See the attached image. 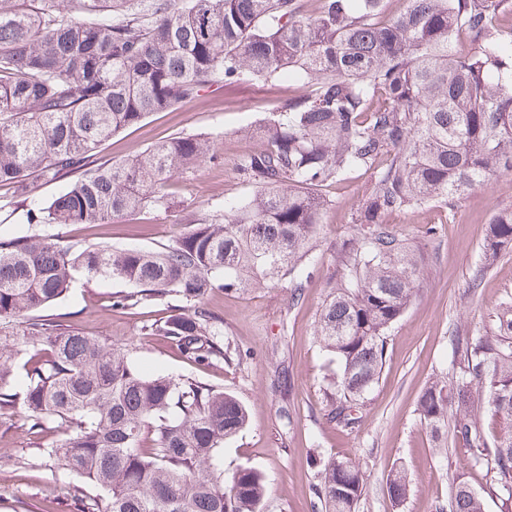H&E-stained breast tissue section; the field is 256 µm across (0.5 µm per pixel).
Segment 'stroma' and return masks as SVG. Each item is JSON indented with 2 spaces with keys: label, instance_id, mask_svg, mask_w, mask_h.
Wrapping results in <instances>:
<instances>
[{
  "label": "stroma",
  "instance_id": "35a3bbf8",
  "mask_svg": "<svg viewBox=\"0 0 512 512\" xmlns=\"http://www.w3.org/2000/svg\"><path fill=\"white\" fill-rule=\"evenodd\" d=\"M298 92L285 81L229 90L218 83L174 111L150 114L115 134L102 147L100 160L128 159L159 141L197 135L215 137L223 157L179 180L172 209L149 210L99 227L71 225L60 229L62 240L105 242L115 248L173 244L188 220L251 193V185L233 168L234 159L253 147L239 131ZM370 182V174L358 171L329 187L332 205L317 241L313 274L299 301H292L282 284L244 295L219 288L208 296L205 304L224 341L246 352L242 363H192L163 338L143 335V324L182 311V298L173 294L153 304L116 308L113 300L130 287L110 278L79 280L39 316L123 349L143 373L190 377L233 393L245 405L248 423L221 451L224 473L248 467L263 474L262 512H314L322 463L346 457L359 460L366 471L359 512H446L461 480L483 497L485 512H512V502L486 468L468 465L463 453L437 441L415 412L432 381L455 374L451 330L484 334L501 304L512 299V252L480 283L472 281L490 219L512 209V171L497 172L473 188L454 212L427 208L389 217L390 226L420 253L424 272L415 300L387 338L385 366L364 403L361 422L347 430L328 416L327 389L336 365L320 348L314 327L334 272L336 248L354 233L350 213ZM61 188L58 182L39 186L31 200H47ZM31 200L0 189L1 236L38 232V225L25 220ZM25 416L20 404L0 411V512H81L83 503L97 499L98 489L86 483L74 491V478L43 453L50 437L27 432ZM398 466L413 485L401 503L386 492V478Z\"/></svg>",
  "mask_w": 512,
  "mask_h": 512
}]
</instances>
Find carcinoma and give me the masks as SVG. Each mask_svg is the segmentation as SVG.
<instances>
[{
  "instance_id": "carcinoma-1",
  "label": "carcinoma",
  "mask_w": 512,
  "mask_h": 512,
  "mask_svg": "<svg viewBox=\"0 0 512 512\" xmlns=\"http://www.w3.org/2000/svg\"><path fill=\"white\" fill-rule=\"evenodd\" d=\"M0 0V186L27 198L70 174L69 186L27 210V223L110 224L167 209L170 188L216 158L209 137H173L110 164L90 158L117 132L171 111L215 83L293 79L301 93L245 131L256 147L234 169L252 185L224 212L190 223L174 244L117 249L65 244L54 234L0 237V409L25 378L28 431L67 437L43 449L75 479L104 492L89 512H260L262 475L240 468L224 481L219 452L248 421L232 393L192 378L140 375L126 354L33 315L80 277L121 280L134 292L115 307L172 293L190 313L146 323L186 359L241 361L223 346L204 307L215 289L244 293L288 280L299 301L329 206L325 187L371 173L350 213L358 232L336 248L315 326L336 361L330 419L361 421L379 381L390 329L414 301L422 259L386 218L457 201L512 170V26L509 0ZM512 247V210L490 222L473 281ZM454 381H433L416 411L491 481L512 494V303L492 331L451 332ZM500 419L487 437L480 415ZM494 452L487 456L488 440ZM365 472L334 458L315 487L321 512H359ZM397 503L411 491L399 468L386 479ZM448 512H484L458 482Z\"/></svg>"
}]
</instances>
